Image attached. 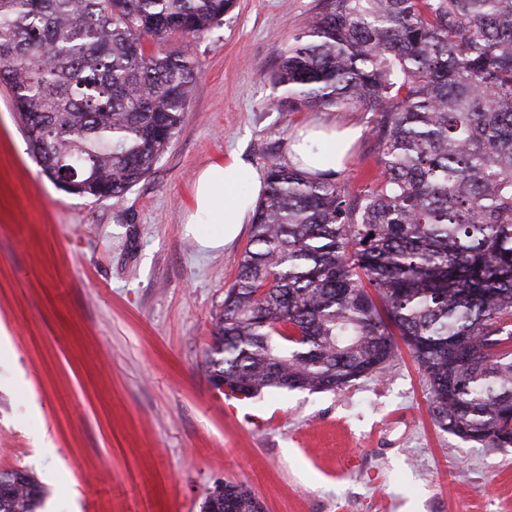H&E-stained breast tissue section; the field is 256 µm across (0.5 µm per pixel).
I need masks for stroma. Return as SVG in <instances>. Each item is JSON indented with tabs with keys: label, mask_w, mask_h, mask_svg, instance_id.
Instances as JSON below:
<instances>
[{
	"label": "stroma",
	"mask_w": 512,
	"mask_h": 512,
	"mask_svg": "<svg viewBox=\"0 0 512 512\" xmlns=\"http://www.w3.org/2000/svg\"><path fill=\"white\" fill-rule=\"evenodd\" d=\"M320 0H235L192 43L201 72L176 136L118 198L72 195L30 155L0 84V469L45 487L41 512H200L250 486L265 512H512V446L434 424L409 352L344 390L225 397L208 378L224 292L250 233L205 249L185 229L201 169L289 163L304 125L357 127L337 176L377 172L374 113L281 109L271 79Z\"/></svg>",
	"instance_id": "obj_1"
}]
</instances>
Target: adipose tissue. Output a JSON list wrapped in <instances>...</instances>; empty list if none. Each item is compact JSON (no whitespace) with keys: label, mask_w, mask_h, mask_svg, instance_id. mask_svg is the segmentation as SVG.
<instances>
[{"label":"adipose tissue","mask_w":512,"mask_h":512,"mask_svg":"<svg viewBox=\"0 0 512 512\" xmlns=\"http://www.w3.org/2000/svg\"><path fill=\"white\" fill-rule=\"evenodd\" d=\"M359 135L360 131L355 127L335 132L314 126L300 131L291 140L289 155L293 163L309 175L334 171L344 163ZM243 172V162L234 156L211 163L200 171L194 190L193 209L187 221L191 224H219L224 228L220 237L201 239V247L212 249L232 242L242 225L250 222L262 195L263 176L260 172H252L251 192L243 198L237 192Z\"/></svg>","instance_id":"1"}]
</instances>
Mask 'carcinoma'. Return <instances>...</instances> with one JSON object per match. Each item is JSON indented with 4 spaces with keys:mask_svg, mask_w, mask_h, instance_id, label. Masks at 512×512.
Returning a JSON list of instances; mask_svg holds the SVG:
<instances>
[{
    "mask_svg": "<svg viewBox=\"0 0 512 512\" xmlns=\"http://www.w3.org/2000/svg\"><path fill=\"white\" fill-rule=\"evenodd\" d=\"M234 0H0V82L62 190L120 197L177 134L199 38ZM282 107L376 114V184L273 164L217 322L209 379L232 395L342 390L401 337L437 425L512 446V0H322L271 74ZM45 495L0 470V512ZM201 512H263L218 485Z\"/></svg>",
    "mask_w": 512,
    "mask_h": 512,
    "instance_id": "carcinoma-1",
    "label": "carcinoma"
}]
</instances>
